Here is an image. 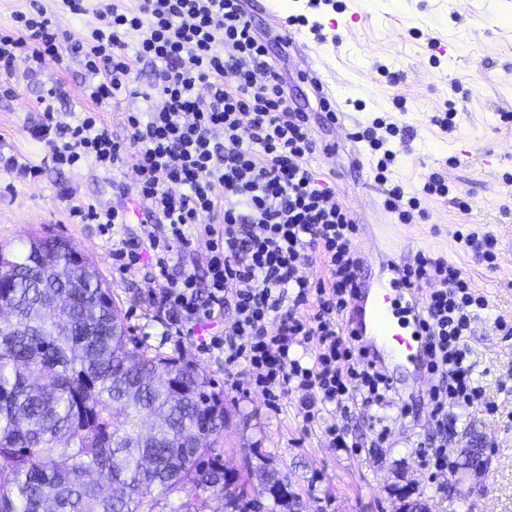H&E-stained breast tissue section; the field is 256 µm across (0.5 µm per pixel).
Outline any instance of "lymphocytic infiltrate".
Wrapping results in <instances>:
<instances>
[{"instance_id":"f902f5d3","label":"lymphocytic infiltrate","mask_w":512,"mask_h":512,"mask_svg":"<svg viewBox=\"0 0 512 512\" xmlns=\"http://www.w3.org/2000/svg\"><path fill=\"white\" fill-rule=\"evenodd\" d=\"M15 33L0 34V76L17 60L38 70L57 56L59 33L39 0L16 12ZM135 43H128L129 35ZM270 40L250 18L246 0H110L82 51L87 97L108 104L126 97L143 108L129 112L125 140L93 112L76 116L61 140L49 141L59 165L88 162L106 172L131 167L135 198L148 223L132 239L115 241L119 273L135 276L142 254L162 286L156 303L176 336L197 325L233 321L205 339L224 354L225 384L239 390L245 367L269 403L303 392L306 425L324 424L335 448H355L352 429L327 421L387 407L395 393L387 376L346 332L362 259L357 226L335 183L312 167L320 151L309 113L294 109ZM152 77L137 84V63ZM366 143L375 181L386 187L384 210L399 224L426 219L422 201L447 197L438 170L419 191L391 183L393 144L408 145L410 129L375 116L353 132ZM201 241L199 269L175 268L176 249ZM319 266L310 280L305 267ZM406 285L426 288L423 326L429 339L426 397L431 435L416 456L425 469L451 470L444 446L448 414L474 406L481 389L472 377L467 338L486 302L464 272L446 259L418 252L404 270Z\"/></svg>"}]
</instances>
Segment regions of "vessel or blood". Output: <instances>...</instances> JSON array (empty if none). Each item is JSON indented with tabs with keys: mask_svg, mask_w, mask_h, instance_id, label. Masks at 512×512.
Instances as JSON below:
<instances>
[{
	"mask_svg": "<svg viewBox=\"0 0 512 512\" xmlns=\"http://www.w3.org/2000/svg\"><path fill=\"white\" fill-rule=\"evenodd\" d=\"M387 265L392 272L389 282L359 279L348 332L399 390L406 386L407 376L423 377L427 339L422 334L420 290L405 286L402 263L391 258Z\"/></svg>",
	"mask_w": 512,
	"mask_h": 512,
	"instance_id": "obj_1",
	"label": "vessel or blood"
}]
</instances>
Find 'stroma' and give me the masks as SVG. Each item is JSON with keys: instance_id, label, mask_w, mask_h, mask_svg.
<instances>
[{"instance_id": "obj_1", "label": "stroma", "mask_w": 512, "mask_h": 512, "mask_svg": "<svg viewBox=\"0 0 512 512\" xmlns=\"http://www.w3.org/2000/svg\"><path fill=\"white\" fill-rule=\"evenodd\" d=\"M41 2L65 39L57 58L46 60L40 70L30 71L21 62L10 80L0 79V246L19 250L29 236L47 232L67 239L94 265L136 340L196 364L223 386V355L202 354L197 339L167 334L164 317L150 300L158 283L145 272L133 279L119 274L112 267L107 235L97 224L72 219V208L89 201L122 206L129 214L126 234L135 236L144 215L134 197L131 167L109 174L89 164L61 168L52 162L47 142L61 136L74 114L85 111L99 112L114 135L125 138L124 115L138 102L100 107L83 94L86 75L74 47L96 24L104 0H89L84 15L66 13L58 0ZM342 2L343 12L322 20L325 30H336L338 41H317L302 27L297 35L311 56L293 45L279 49L288 101L310 114L315 140L332 146L331 155L318 159L319 171L335 182L350 206L359 226L358 249L375 256L384 249L372 235L386 216L383 187L369 169L365 145L320 112L305 80L310 67L322 65L342 110L357 122L391 113L410 127V146L398 148L393 174L407 191L420 188L428 167L469 150L466 165L443 170L453 191L467 197L469 215H460L453 202L430 200L427 219L402 230L413 250L433 252L461 268L487 303L468 338L484 405L450 413L446 446L455 469L434 474L415 454L429 432L427 406H420L415 419L400 418L394 406L384 409L390 434L378 447L371 443L365 418L354 419L362 449L343 451L331 447L321 428L305 427L300 393L281 394L277 407H269L242 372L240 391L224 394V457L242 476L262 461L279 471L296 498L297 512H396L400 487L428 501L431 512H512V185L505 183L512 174V126L501 120L503 113H512V0ZM431 38L448 42L449 51L431 58ZM379 62L396 72L397 81L377 73ZM53 86L63 87L66 96L49 121L37 100ZM396 98L405 99V111L395 112ZM448 101L457 117L455 130L445 134L430 125L429 117ZM459 230L494 236L495 267L457 243ZM501 320L506 323L502 329L497 326ZM490 402L495 410H487ZM479 443L491 450L486 469L463 467V449Z\"/></svg>"}]
</instances>
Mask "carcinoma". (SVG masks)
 <instances>
[{
    "mask_svg": "<svg viewBox=\"0 0 512 512\" xmlns=\"http://www.w3.org/2000/svg\"><path fill=\"white\" fill-rule=\"evenodd\" d=\"M73 246L29 238L0 287V512H222L254 502L224 481V396L200 367L130 336L92 264ZM252 476L279 512L288 484L262 463ZM180 492L175 507L154 495Z\"/></svg>",
    "mask_w": 512,
    "mask_h": 512,
    "instance_id": "cac0c4a2",
    "label": "carcinoma"
}]
</instances>
